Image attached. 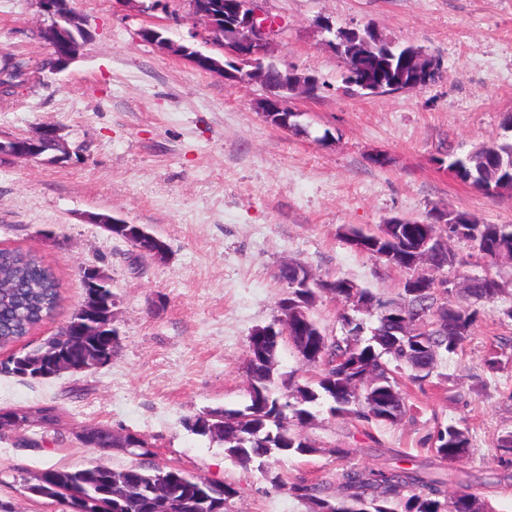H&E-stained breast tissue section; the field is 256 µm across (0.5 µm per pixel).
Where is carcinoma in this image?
<instances>
[{"label":"carcinoma","mask_w":512,"mask_h":512,"mask_svg":"<svg viewBox=\"0 0 512 512\" xmlns=\"http://www.w3.org/2000/svg\"><path fill=\"white\" fill-rule=\"evenodd\" d=\"M338 53L345 63L361 58L372 75L365 85L352 76L346 81L369 94L376 86L416 85L418 76L411 65V48L378 46L360 48V42L344 31L335 32ZM15 60V68L23 79L3 86L0 99L15 95L16 89L35 79L37 70L29 60L0 52L4 60ZM448 170L461 182L487 194L512 191V143L485 144L474 155L446 154ZM467 222L461 240L487 263L492 265L505 251L512 252V226L481 224L467 211H457ZM140 224H115L112 236L125 241L139 257L145 256V242L139 236ZM0 348H5L30 335L58 309L62 301V280L54 266L36 251L0 247ZM345 282L336 276L317 280L312 288H293V294H307L316 301L321 296L349 300L344 288H329L330 282ZM507 283L490 273L478 278L466 296L473 302H490L511 293ZM358 301L376 306L377 318L367 325L358 316H342L343 335L332 336L314 317L309 328L297 329L289 341L297 347L311 346L322 351L319 359L306 366L319 369L310 381L299 382L295 376L278 373L276 360L280 344L272 342L265 348L266 362H256L258 355L254 336H249L251 358L247 362L249 401L241 408L218 410L221 418L210 421L197 434L224 443V452L244 469L258 470L296 456L317 452V448L302 433L314 417L316 408L328 406L331 415H346L369 425L396 424L407 414L404 392L392 375L384 357L411 369L409 380L422 385L435 369L441 353H456L470 335L476 311L455 304L451 299L437 302L434 292L403 294L400 301L383 300L367 288H356ZM423 314L442 321L421 336H396L395 323ZM52 352L44 346L29 351L23 357L0 359V374L23 380L33 378L38 371L70 369L69 363L85 359L99 360L105 344L118 346V336L108 329L94 336L49 337ZM7 419L12 431L24 430L32 424L42 429L54 428L61 421V410L55 405L35 408H0V420ZM90 444L101 449H117L127 454L132 449L112 435L104 426L88 428ZM471 440L466 430L453 424L440 426L433 436L432 450L445 461L467 455ZM32 495L54 500H70L75 512H159L158 491L168 489L173 498L203 495L208 512H224V500L234 496L236 489L206 477L188 474L178 468L164 469L141 463L122 467L88 465L82 468L50 467L43 470ZM275 483L288 493L308 503L309 512H323L328 505L334 512H492L491 506L478 501L472 494L459 491L448 498L445 481L420 468L373 470L346 464L336 476V485L329 482L309 484L290 480L277 473Z\"/></svg>","instance_id":"carcinoma-1"}]
</instances>
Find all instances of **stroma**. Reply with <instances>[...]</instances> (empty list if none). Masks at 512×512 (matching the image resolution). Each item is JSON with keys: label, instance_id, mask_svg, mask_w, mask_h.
<instances>
[{"label": "stroma", "instance_id": "35a3bbf8", "mask_svg": "<svg viewBox=\"0 0 512 512\" xmlns=\"http://www.w3.org/2000/svg\"><path fill=\"white\" fill-rule=\"evenodd\" d=\"M274 21L271 59L315 76L317 96H288L300 131L283 130L257 108V81L229 83L184 57L144 42L142 27L212 48L194 37L181 0H163L144 14L115 0H76L90 33L65 70L42 71L41 82L0 100V136L63 128L70 158L60 164L0 162V247L38 251L63 280L61 308L30 336L11 345L26 353L52 336L82 303L81 269L102 267L111 279L120 343L107 365L47 380L0 375V408L55 404L57 430L40 447L31 431L0 435V505L9 512H64L24 487L51 466L102 463L121 467L132 456L80 443V432L103 425L146 439L147 462L236 487L228 512H309L287 489L224 455L222 442L199 436L186 421L212 408L248 402V338L276 323L288 291L282 263L314 277H346L387 299L406 273L356 250L346 227L373 228L401 215L424 219L438 207L460 208L481 223L512 225V193L489 196L461 183L439 158L463 156L482 143L512 142V0H258ZM334 27L375 25L383 37L412 45L441 63L425 86L382 95L346 87L345 67L318 20ZM35 0H0V50L40 66L49 51L39 37ZM386 162L372 164L374 155ZM110 213L146 226L168 245L165 261L138 259L87 215ZM450 248L462 266L452 297H464V276L512 280V258L489 266L460 240ZM512 298L478 305L463 347L437 359L425 386L407 370L396 377L410 417L379 427L317 412L305 430L313 455L284 464L290 478L335 482L351 449L365 468L426 466L447 477L448 493L466 491L494 512H512V465L500 436L512 431ZM501 350L502 370L483 360ZM468 430V455L448 462L431 452L438 426Z\"/></svg>", "mask_w": 512, "mask_h": 512}]
</instances>
